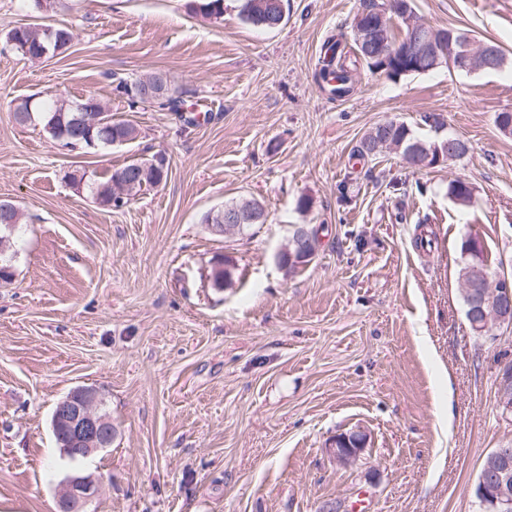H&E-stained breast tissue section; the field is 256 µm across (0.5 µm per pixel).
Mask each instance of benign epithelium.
<instances>
[{
  "mask_svg": "<svg viewBox=\"0 0 512 512\" xmlns=\"http://www.w3.org/2000/svg\"><path fill=\"white\" fill-rule=\"evenodd\" d=\"M354 30L367 40V56L385 64L410 61L412 66L429 69L446 67L470 73L497 69V52L463 33L448 35V54L440 56L438 36L430 25L416 14L393 7L372 14L358 12ZM463 294H480L465 311L469 325L477 331L512 330V281L501 277L495 282L461 279ZM497 407L502 418H512V365L504 363L497 374ZM52 426L56 439L68 455L85 458L112 443L111 422L101 411L99 392L92 387H79L60 400L53 412ZM367 437L363 433L338 435L329 451L336 462L347 465L364 453ZM99 484L91 475L73 474L62 484L59 512H86L85 507L97 495ZM476 494L482 505L494 512H512V446L496 448L491 462L477 480Z\"/></svg>",
  "mask_w": 512,
  "mask_h": 512,
  "instance_id": "benign-epithelium-1",
  "label": "benign epithelium"
}]
</instances>
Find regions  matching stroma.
<instances>
[{"mask_svg": "<svg viewBox=\"0 0 512 512\" xmlns=\"http://www.w3.org/2000/svg\"><path fill=\"white\" fill-rule=\"evenodd\" d=\"M190 2L56 0L37 16L0 0V201L23 215L0 281V512H57L72 474L101 481L89 512H350L361 497L375 512H480L482 464L512 444L493 364L512 333L471 332L460 243L478 236L512 279V134L495 123L512 112V0H413L428 24L500 46L501 69L390 79L362 64L342 100L321 90L318 59L330 38L351 46L358 0H285L273 30L245 22L240 0L212 20ZM35 21L71 28L69 49L15 54L6 31ZM153 73L179 111L130 107L115 89ZM55 91L107 103L138 138L71 150L16 123L15 100ZM390 119L469 150L420 171L393 151L353 160ZM159 153L167 179L123 207L90 192ZM76 170L86 185L70 183ZM456 178L469 206L448 196ZM253 200L267 221L250 235L204 221ZM296 224L326 231L291 273L277 255ZM78 387L98 390L114 438L73 460L51 420ZM352 432L366 450L339 465L329 445Z\"/></svg>", "mask_w": 512, "mask_h": 512, "instance_id": "1", "label": "stroma"}]
</instances>
